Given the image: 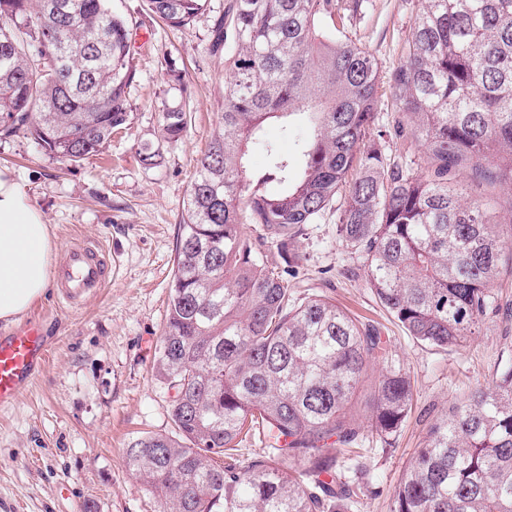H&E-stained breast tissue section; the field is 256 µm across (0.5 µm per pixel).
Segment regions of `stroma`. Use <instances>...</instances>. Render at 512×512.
Segmentation results:
<instances>
[{
	"label": "stroma",
	"instance_id": "35a3bbf8",
	"mask_svg": "<svg viewBox=\"0 0 512 512\" xmlns=\"http://www.w3.org/2000/svg\"><path fill=\"white\" fill-rule=\"evenodd\" d=\"M230 0H210L209 13L172 28L157 21L133 35L138 76L127 90L129 125L102 154L79 164L57 160L24 134L0 139V167L26 185L31 205L50 227L51 266L65 247L85 240L109 257L110 278L76 303L57 288L35 301L52 338L35 384L0 411V512H158L154 497L126 463L124 448L142 432L172 429L169 393L152 373L167 314L183 202L197 163L219 126L226 54H211L213 14ZM417 0H368L349 36L375 57L378 123L392 128L398 110L390 75L402 58ZM184 75L183 85L167 72ZM188 97L191 120L175 143H161L156 166L140 159L143 142L160 141L164 104ZM335 210L307 225L287 252L266 245L269 265L288 272L294 301L318 294L375 324L389 365L411 379L412 408L398 432L381 438L370 426L368 392L355 407L363 449L352 488V512H392V493L430 425L455 401L489 386L512 360V267L493 287L496 306L464 347L419 342L381 306L357 257L336 235Z\"/></svg>",
	"mask_w": 512,
	"mask_h": 512
}]
</instances>
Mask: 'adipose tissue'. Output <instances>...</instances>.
Instances as JSON below:
<instances>
[{
	"label": "adipose tissue",
	"mask_w": 512,
	"mask_h": 512,
	"mask_svg": "<svg viewBox=\"0 0 512 512\" xmlns=\"http://www.w3.org/2000/svg\"><path fill=\"white\" fill-rule=\"evenodd\" d=\"M51 235L26 188L0 168V321L12 322L51 286Z\"/></svg>",
	"instance_id": "ef3b65f1"
}]
</instances>
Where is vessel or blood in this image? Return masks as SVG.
Here are the masks:
<instances>
[{
  "mask_svg": "<svg viewBox=\"0 0 512 512\" xmlns=\"http://www.w3.org/2000/svg\"><path fill=\"white\" fill-rule=\"evenodd\" d=\"M108 261L91 246L75 243L55 271L63 296L75 300L97 292L106 283ZM49 341L44 323L33 318L0 332V410L14 407L33 385L48 359Z\"/></svg>",
  "mask_w": 512,
  "mask_h": 512,
  "instance_id": "vessel-or-blood-1",
  "label": "vessel or blood"
}]
</instances>
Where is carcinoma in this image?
I'll use <instances>...</instances> for the list:
<instances>
[{
    "label": "carcinoma",
    "instance_id": "carcinoma-1",
    "mask_svg": "<svg viewBox=\"0 0 512 512\" xmlns=\"http://www.w3.org/2000/svg\"><path fill=\"white\" fill-rule=\"evenodd\" d=\"M109 0H0V136L24 132L62 161L103 152L128 126L137 74L132 32L145 18L184 27L209 0H146L143 16ZM390 76L430 160L387 158L375 126L378 66L347 37L364 0H233L214 17L215 51L233 35L221 125L198 160L178 227L169 303L153 362L174 431L130 439L127 465L159 512H347L350 481L324 448L357 444L351 403L384 359L382 336L325 295L296 303L262 258L326 210L361 259L380 304L415 339L458 348L493 308L512 261L494 201L454 185L512 182V0H418ZM189 106L164 105L161 137L180 140ZM306 136L297 153L264 140L269 121ZM267 165L249 168L252 145ZM155 166L160 147L146 142ZM275 181L280 190L264 191ZM258 224L254 240L244 225ZM410 378L385 366L371 383V427L397 432ZM260 431L269 455L236 463ZM393 512H512V364L437 420L393 492Z\"/></svg>",
    "mask_w": 512,
    "mask_h": 512
}]
</instances>
